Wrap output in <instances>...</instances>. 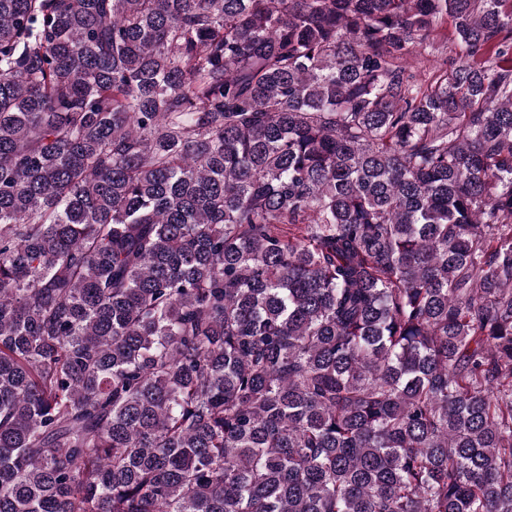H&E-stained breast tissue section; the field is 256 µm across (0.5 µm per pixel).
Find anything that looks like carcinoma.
<instances>
[{"instance_id":"1","label":"carcinoma","mask_w":512,"mask_h":512,"mask_svg":"<svg viewBox=\"0 0 512 512\" xmlns=\"http://www.w3.org/2000/svg\"><path fill=\"white\" fill-rule=\"evenodd\" d=\"M0 512H512V0H0Z\"/></svg>"}]
</instances>
